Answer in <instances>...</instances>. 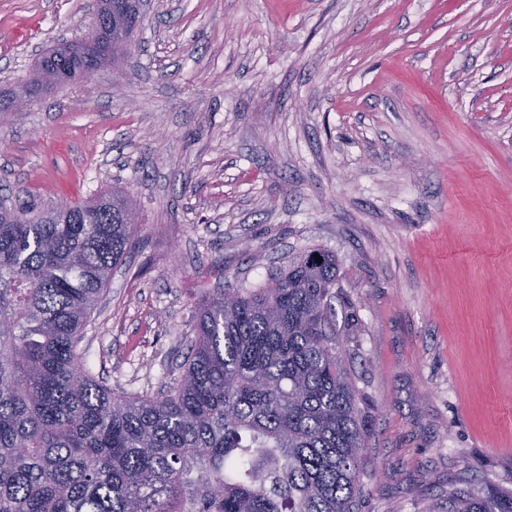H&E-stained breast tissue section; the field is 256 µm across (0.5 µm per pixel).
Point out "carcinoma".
I'll return each instance as SVG.
<instances>
[{"label":"carcinoma","mask_w":512,"mask_h":512,"mask_svg":"<svg viewBox=\"0 0 512 512\" xmlns=\"http://www.w3.org/2000/svg\"><path fill=\"white\" fill-rule=\"evenodd\" d=\"M87 67L59 44L11 95ZM136 223L119 191L0 206V512H355L365 435L328 318L336 257L205 296L178 378L116 395L78 345ZM444 512H512V491L454 487Z\"/></svg>","instance_id":"obj_1"}]
</instances>
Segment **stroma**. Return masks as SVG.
<instances>
[{"instance_id": "35a3bbf8", "label": "stroma", "mask_w": 512, "mask_h": 512, "mask_svg": "<svg viewBox=\"0 0 512 512\" xmlns=\"http://www.w3.org/2000/svg\"><path fill=\"white\" fill-rule=\"evenodd\" d=\"M143 12L128 55L0 118V197L135 203L79 344L90 373L165 390L203 292L324 250L366 434L357 512L512 490V0ZM93 18L91 0H0V90Z\"/></svg>"}]
</instances>
